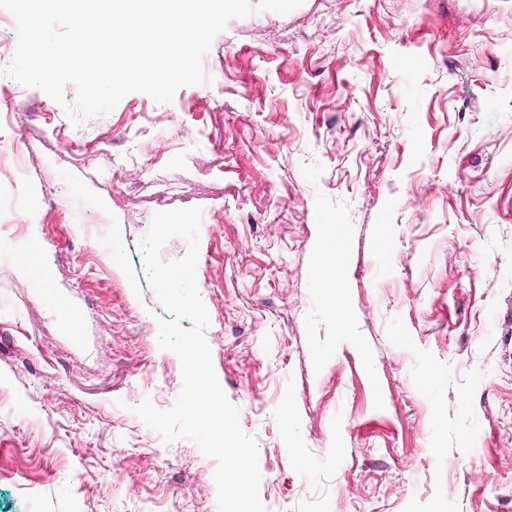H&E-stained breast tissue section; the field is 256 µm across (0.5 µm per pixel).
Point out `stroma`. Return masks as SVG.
<instances>
[{"label":"stroma","mask_w":512,"mask_h":512,"mask_svg":"<svg viewBox=\"0 0 512 512\" xmlns=\"http://www.w3.org/2000/svg\"><path fill=\"white\" fill-rule=\"evenodd\" d=\"M202 67L78 126L0 76V512H218L134 412L182 387L141 241L190 207L267 512H512V0H304Z\"/></svg>","instance_id":"obj_1"}]
</instances>
